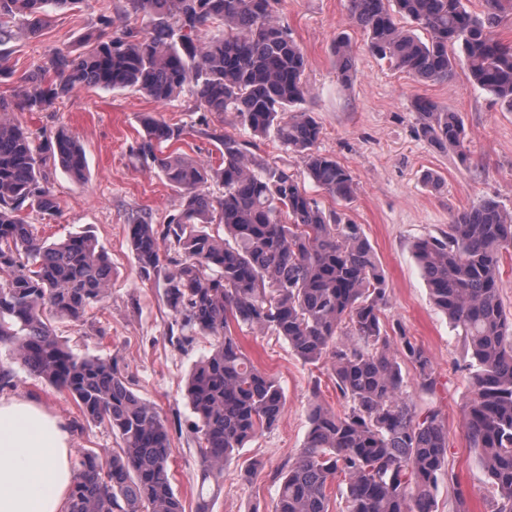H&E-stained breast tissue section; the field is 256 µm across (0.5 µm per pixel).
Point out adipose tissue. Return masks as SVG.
<instances>
[{"label":"adipose tissue","mask_w":512,"mask_h":512,"mask_svg":"<svg viewBox=\"0 0 512 512\" xmlns=\"http://www.w3.org/2000/svg\"><path fill=\"white\" fill-rule=\"evenodd\" d=\"M75 476L65 422L35 401L0 397V512H63Z\"/></svg>","instance_id":"adipose-tissue-1"}]
</instances>
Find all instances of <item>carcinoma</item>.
<instances>
[{
	"label": "carcinoma",
	"instance_id": "obj_1",
	"mask_svg": "<svg viewBox=\"0 0 512 512\" xmlns=\"http://www.w3.org/2000/svg\"><path fill=\"white\" fill-rule=\"evenodd\" d=\"M80 2L0 0V76L9 71L3 46L15 23L36 35L50 11ZM126 2L146 20L143 30L104 18L111 32L92 49L54 52L43 75L26 79L14 99L0 97V347L30 374L67 392L85 421L108 425L118 440L103 454L78 451L66 512L185 509L171 484L165 420L132 390L117 359L73 354L53 326L55 319L82 322L112 280L107 254L92 236L74 233L46 244L24 216L57 213L45 168L57 161L82 178V147L63 130L36 140L9 113L42 111L82 86L135 89L162 105L187 91L208 112L233 113L254 136L275 131L316 187L341 200L353 193L350 171L316 151L319 122L309 112H290L308 93L307 62L275 16L273 0ZM347 2L349 19L365 32L374 57L421 81H448L459 46L473 84L512 111V44L495 35L512 0H483L480 14L463 0ZM401 18L427 37L401 26ZM210 24L221 30L202 37ZM335 54L346 83L355 65L350 43L339 40ZM414 109L428 142L466 159L457 113L426 100ZM143 127L132 154L160 171L176 204L160 228L132 217L129 248L141 278L163 281L174 315L171 338L182 348L199 336L214 341L186 383L197 419V512H208L205 494L210 483L224 481V465L272 428L284 406L278 381L242 352L236 335L242 326L272 330L306 363L330 362L346 403L336 413L313 389L304 446L273 477L274 512H329L337 481L346 484V512H434V492L449 476L448 434L437 410H417L402 364L412 366L428 394L436 387L434 369L402 326L386 330V277L359 225L321 210L288 165L250 151L254 142L212 135L220 154L214 166L163 151L182 139V128L151 115ZM163 243L174 246L171 271ZM511 248L512 213L492 200L454 215L442 236L414 245L433 304L460 330L476 366L464 402L465 431L487 463L498 495L495 512H512V317L500 295L502 260Z\"/></svg>",
	"mask_w": 512,
	"mask_h": 512
}]
</instances>
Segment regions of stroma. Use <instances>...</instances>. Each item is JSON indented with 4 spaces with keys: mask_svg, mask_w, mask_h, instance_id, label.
Instances as JSON below:
<instances>
[{
    "mask_svg": "<svg viewBox=\"0 0 512 512\" xmlns=\"http://www.w3.org/2000/svg\"><path fill=\"white\" fill-rule=\"evenodd\" d=\"M277 18L292 33L306 59L310 94L303 104L322 127L320 153L345 166L354 179L349 200L320 190L311 195L324 211L345 214L360 225L382 266L389 302L387 325L402 324L423 347L437 378L433 394H422L410 366H403L407 390L418 408L438 409L448 433V469L467 493L468 512H492L494 492L476 449L464 429L463 404L469 394L470 355L459 331L433 304L412 254L418 239L447 231L453 214L485 200L512 211V112L496 97L476 87L464 69L452 80L421 81L392 69L366 48V36L348 17L346 0H275ZM140 29L142 18L129 14L126 0H84L80 9L52 13L40 35L18 34L8 45L12 73L0 77V97L12 98L21 79L42 65L57 48L84 52L101 29L100 15ZM346 37L354 51L352 81L337 76L335 45ZM422 97L458 113L465 128L468 161L456 151L427 142L419 133L412 103ZM185 128L178 147L187 157L218 163L213 134L240 135L232 113L205 111L188 94L161 105L133 89L82 87L40 112H16L12 119L34 135L63 128L81 142L87 159L83 179L62 168L49 177L59 210L49 217L31 212L38 237L59 240L73 232L94 237L112 262L105 301L89 310L80 325L61 322L57 333L81 357H117L129 372L133 390L166 421L171 437L172 485L186 512H196L198 462L193 443L195 416L185 396L192 364L210 349L203 337L183 349L169 339L171 314L161 283L142 280L128 246L132 214L143 213L156 225L173 209L176 195L157 168L137 163L131 149L143 132L145 114ZM435 174L437 185L426 182ZM255 365L280 382L285 404L277 425L246 444L224 468V484L210 502L211 512H272L277 486L273 474L296 458L308 431L307 405L313 387L334 410L344 402L335 391L329 365L308 364L283 338L257 328L239 335ZM13 396L30 398L65 421L79 419L74 400L17 368ZM257 472L243 480V462Z\"/></svg>",
    "mask_w": 512,
    "mask_h": 512,
    "instance_id": "obj_1",
    "label": "stroma"
}]
</instances>
